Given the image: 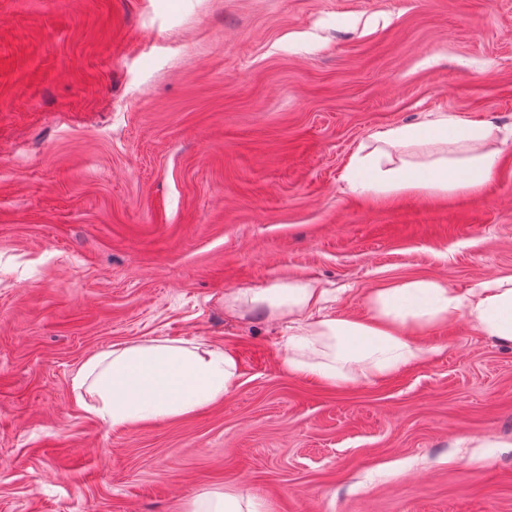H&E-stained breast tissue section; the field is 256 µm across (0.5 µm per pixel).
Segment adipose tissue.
<instances>
[{
  "mask_svg": "<svg viewBox=\"0 0 512 512\" xmlns=\"http://www.w3.org/2000/svg\"><path fill=\"white\" fill-rule=\"evenodd\" d=\"M496 132L489 121L444 115L390 127L374 134L372 150L352 157L346 179L368 196L475 191L500 163ZM325 295L314 281L291 279L228 292L224 304L242 314L263 311L287 320L282 370L334 386L372 382L427 361L434 350L420 343V335L462 319L482 335L512 343V275L481 280L464 292L433 279H405L368 293V314L360 319L320 315ZM236 382L231 352L153 340L91 355L76 370L73 389L77 404L94 397L96 415L119 428L189 414L223 398ZM192 512H264V505L244 487L200 494Z\"/></svg>",
  "mask_w": 512,
  "mask_h": 512,
  "instance_id": "obj_1",
  "label": "adipose tissue"
}]
</instances>
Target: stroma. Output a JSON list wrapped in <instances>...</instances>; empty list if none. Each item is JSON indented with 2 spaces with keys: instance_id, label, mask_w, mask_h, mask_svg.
<instances>
[{
  "instance_id": "stroma-1",
  "label": "stroma",
  "mask_w": 512,
  "mask_h": 512,
  "mask_svg": "<svg viewBox=\"0 0 512 512\" xmlns=\"http://www.w3.org/2000/svg\"><path fill=\"white\" fill-rule=\"evenodd\" d=\"M444 113L504 138L479 190H350L375 132ZM512 273V0H0V512H512V344L467 321L426 363L332 387L224 295L291 278L366 316L408 278ZM230 350L196 411L112 428L90 355ZM264 512V505L246 487L236 493H203L195 497L191 512Z\"/></svg>"
}]
</instances>
